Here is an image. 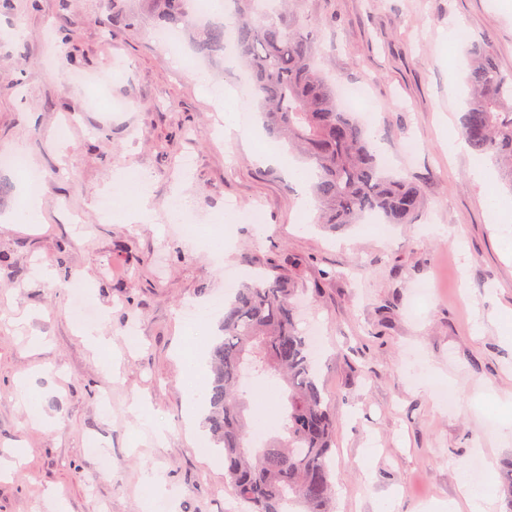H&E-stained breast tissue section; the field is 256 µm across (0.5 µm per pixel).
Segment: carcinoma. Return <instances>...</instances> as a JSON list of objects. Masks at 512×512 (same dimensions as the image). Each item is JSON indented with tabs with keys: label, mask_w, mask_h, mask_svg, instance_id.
<instances>
[{
	"label": "carcinoma",
	"mask_w": 512,
	"mask_h": 512,
	"mask_svg": "<svg viewBox=\"0 0 512 512\" xmlns=\"http://www.w3.org/2000/svg\"><path fill=\"white\" fill-rule=\"evenodd\" d=\"M304 0H224L229 20L208 24L195 53L213 59L232 46L247 72L268 131L306 163L321 223L362 224L375 215L413 224L425 206L418 183L379 163L367 126L340 107L325 73L318 30L288 10ZM194 0H112V23L192 30ZM470 89L462 135L473 155L490 160L512 188V75L487 48L468 49ZM298 288L280 274L246 283L224 306L222 335L209 352L210 375L196 398L207 410L211 441L225 474L250 512H332V422L317 384L309 337L299 328ZM282 378L288 409L281 434L261 448L249 441L239 384L245 366Z\"/></svg>",
	"instance_id": "carcinoma-1"
}]
</instances>
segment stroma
Here are the masks:
<instances>
[{"instance_id":"stroma-1","label":"stroma","mask_w":512,"mask_h":512,"mask_svg":"<svg viewBox=\"0 0 512 512\" xmlns=\"http://www.w3.org/2000/svg\"><path fill=\"white\" fill-rule=\"evenodd\" d=\"M60 1L0 7V152L21 145L49 177L40 195L49 222L31 233L11 220L24 175L0 168V459L19 446L27 458L23 474L0 477V512H49L50 488L62 491L65 512H144L160 491L175 512H235L179 351L196 348L207 376L225 303L275 271L305 288L300 326L323 345L333 512H428L457 497L456 474L477 455L492 464L487 512H506L500 472L512 464V436L487 430L486 418L512 399L503 243L512 227L490 219L470 151L449 156L443 120L460 124L464 112L458 32L512 74V0H304L299 18L318 28L332 79L365 93L358 117L382 162L426 200L416 223L376 218L334 231L299 223L300 189L255 159L260 140L283 147L258 113L249 115L255 141L225 137L217 102L192 73L245 87L233 56H194L189 34L174 49L157 44L146 23L106 28L112 0H64L65 11ZM186 154L196 158L189 172ZM118 173L151 175L153 223L102 218L99 198ZM177 188L191 223L223 224L226 252L169 223ZM231 202L242 219L227 225ZM77 220L88 235L75 232ZM74 278L105 320L106 356L78 333ZM425 284L432 294L417 302ZM201 317L210 322L203 343L182 329ZM22 378L35 395L30 412L16 404ZM242 398L252 423L288 404L281 384ZM144 412L164 426L163 442L142 436ZM36 414L47 425H34Z\"/></svg>"}]
</instances>
